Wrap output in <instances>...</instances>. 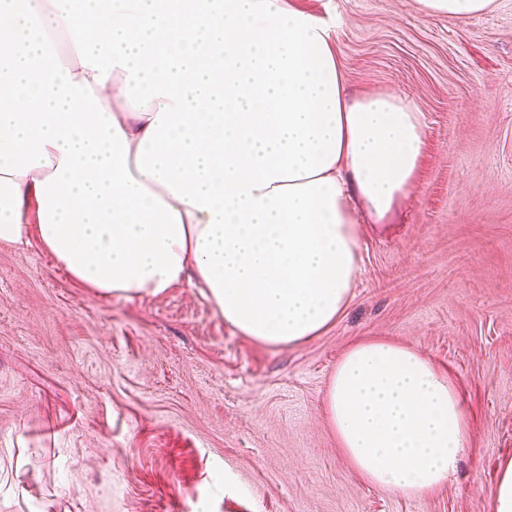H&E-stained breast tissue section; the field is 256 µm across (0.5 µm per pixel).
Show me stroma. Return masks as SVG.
Returning <instances> with one entry per match:
<instances>
[{"label": "stroma", "mask_w": 512, "mask_h": 512, "mask_svg": "<svg viewBox=\"0 0 512 512\" xmlns=\"http://www.w3.org/2000/svg\"><path fill=\"white\" fill-rule=\"evenodd\" d=\"M349 89L424 115L416 184L365 227L337 323L271 348L198 288L143 300L76 285L38 244L0 241V512H491L512 456V0L465 21L417 0H295ZM359 339L411 347L455 379L456 471L403 495L353 471L325 411Z\"/></svg>", "instance_id": "obj_1"}]
</instances>
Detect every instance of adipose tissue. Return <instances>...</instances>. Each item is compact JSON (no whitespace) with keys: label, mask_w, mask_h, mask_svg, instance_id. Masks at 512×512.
<instances>
[{"label":"adipose tissue","mask_w":512,"mask_h":512,"mask_svg":"<svg viewBox=\"0 0 512 512\" xmlns=\"http://www.w3.org/2000/svg\"><path fill=\"white\" fill-rule=\"evenodd\" d=\"M60 35L73 64L46 57ZM424 144L404 99L349 91L291 0H0V241L97 295L190 284L258 344L320 335L360 275L359 214L390 219ZM327 413L354 471L404 495L467 441L448 373L386 340L346 351Z\"/></svg>","instance_id":"obj_1"}]
</instances>
